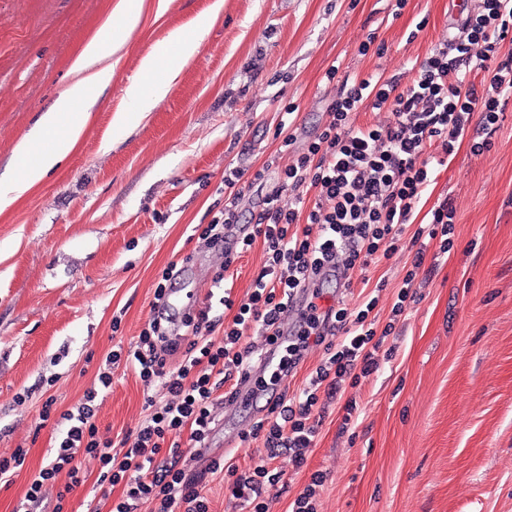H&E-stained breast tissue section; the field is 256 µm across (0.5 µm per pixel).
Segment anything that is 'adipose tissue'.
Listing matches in <instances>:
<instances>
[{
  "label": "adipose tissue",
  "mask_w": 512,
  "mask_h": 512,
  "mask_svg": "<svg viewBox=\"0 0 512 512\" xmlns=\"http://www.w3.org/2000/svg\"><path fill=\"white\" fill-rule=\"evenodd\" d=\"M139 0L110 18L76 60V81L44 112L37 128L21 141L15 152L16 167L0 175V206L27 193L73 150L89 118L95 94L112 81V57L122 42L112 34L113 28L132 31L140 18ZM207 24H196L190 31L170 33L143 59L141 73L125 89V105L115 122L121 127L138 125L170 87L177 65L188 63L197 53Z\"/></svg>",
  "instance_id": "1"
}]
</instances>
